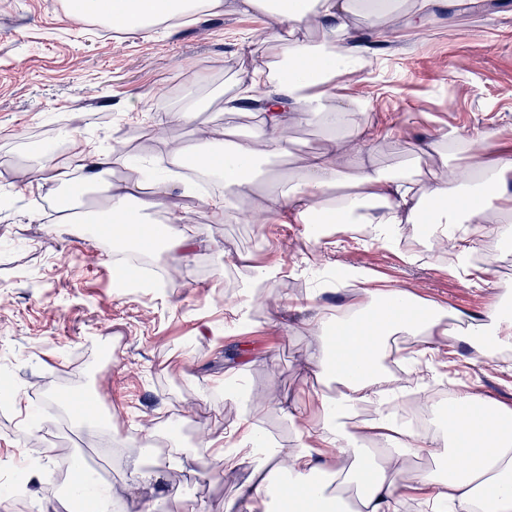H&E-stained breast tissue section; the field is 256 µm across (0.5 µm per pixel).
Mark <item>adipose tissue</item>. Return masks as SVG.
Here are the masks:
<instances>
[{
	"label": "adipose tissue",
	"instance_id": "adipose-tissue-1",
	"mask_svg": "<svg viewBox=\"0 0 512 512\" xmlns=\"http://www.w3.org/2000/svg\"><path fill=\"white\" fill-rule=\"evenodd\" d=\"M236 7L270 21L252 41V67L241 71L236 93L224 102L225 111L253 114L257 121L244 135L216 124L187 142L173 137L169 124L192 119L197 107L191 101L170 121L156 122L151 137L168 160V181H177V169L191 162L218 178L224 193L206 205L219 220L306 225L320 213L329 223L363 224L375 238L391 240L401 239L407 225L429 224L436 229L435 247L452 250L463 271L476 233L494 224L499 234H512L511 140L481 130L460 138L445 127L414 140L403 123L379 129L365 111L366 99L352 89L371 63L357 19H367L385 40L404 25L422 32L429 16L415 0L403 9L393 0H238ZM223 9L224 0H82L70 15L137 33L185 14ZM255 99L262 100L260 109H251ZM313 117L323 119L327 136L295 156L292 173L278 174L279 190L258 189L251 170L285 157L289 128ZM381 137L408 140L426 172L376 168L369 146ZM456 140L462 149L452 161L448 145ZM126 154L120 142L104 153L76 151L73 160L83 173L81 186L104 190L108 223L149 250L154 238L146 212L161 200L140 197L137 169L127 168L126 180L112 182V169L125 166ZM346 183L351 192L338 194ZM352 272L360 285L349 289L346 303L334 310L315 307L310 320L317 341L308 346L302 370L324 389L315 395L314 412L283 407L295 446L263 438L252 415L253 408L275 402V394L239 392V371L226 374L225 397L245 411L228 432L232 448L219 445L213 453L223 459L225 475L246 464L254 480L239 501L225 503L224 512H401L409 500L429 512H512V408L474 391L460 393L452 412L429 400L425 407L436 429L413 433L386 406L400 386L421 390L424 379L409 370L395 380L384 365L402 336L419 343L423 357L447 353L460 340L474 361L499 364V350L512 347V302L498 298L482 315L469 317L407 289L374 288L373 273L363 267ZM452 320L463 324L462 339L449 336ZM361 405L372 406L374 416L353 423Z\"/></svg>",
	"mask_w": 512,
	"mask_h": 512
}]
</instances>
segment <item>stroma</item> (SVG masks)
Wrapping results in <instances>:
<instances>
[{
	"instance_id": "stroma-1",
	"label": "stroma",
	"mask_w": 512,
	"mask_h": 512,
	"mask_svg": "<svg viewBox=\"0 0 512 512\" xmlns=\"http://www.w3.org/2000/svg\"><path fill=\"white\" fill-rule=\"evenodd\" d=\"M65 0H0V192L14 199L0 209V380L28 400L31 420L0 404V480L20 461L45 460L39 481L0 502V512H40L64 496L68 480H54L61 461L91 472L123 503L137 500L128 486L130 463L148 455L140 439L168 453L171 440L195 452L223 436L239 415L225 399L226 369L243 370L250 390H271L289 403L313 409L318 383L299 364L314 343L308 311L294 299L317 294L319 305H343L341 291L324 277L342 263L375 271L381 288H415L422 298L476 314L493 301L497 286L512 287V240L498 233L480 249L492 253L496 287L478 288L458 277L447 255L430 252L409 261L406 245L384 246L343 224L337 235L303 241L299 224H216L200 201L187 202L181 224L155 211L153 224L167 236L196 233L210 242L182 264L178 278L159 288L144 280L112 278L116 253L105 250L90 214L103 196L81 194L73 220L56 215L53 182H29L19 171L27 145L46 128L56 136L109 149L118 137L136 143L163 111L180 108L186 95L199 104L195 120L174 133L192 140L200 123L247 132L249 120L224 113V98L242 63L236 52L267 25L265 15L228 8L144 33L100 29L96 21L72 24ZM372 64L358 93L371 95L372 120L407 123L416 138L444 124L460 134L473 129L512 133V0L484 7L438 0L425 34L402 28L398 38L373 43ZM210 68L208 85L193 89L197 70ZM277 264L276 310L254 308L245 328L225 325L227 309L243 301V282ZM468 348L449 357L462 388L512 407V373L482 369ZM81 389L91 412L111 428L84 425L59 393ZM117 453L98 461L101 439ZM236 486L221 459L204 456L167 470L149 493L151 512H220Z\"/></svg>"
}]
</instances>
